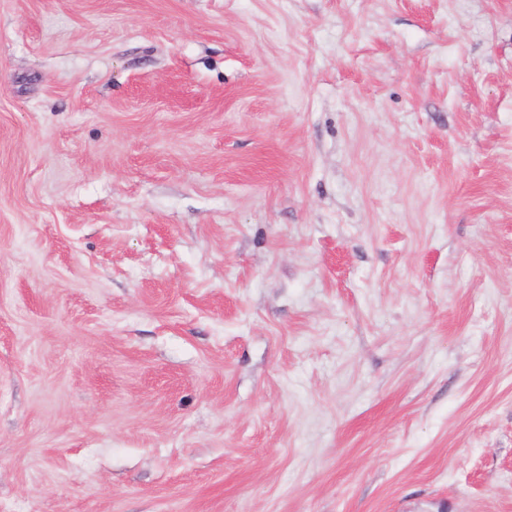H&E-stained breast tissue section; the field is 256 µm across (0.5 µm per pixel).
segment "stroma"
Masks as SVG:
<instances>
[{"label":"stroma","mask_w":512,"mask_h":512,"mask_svg":"<svg viewBox=\"0 0 512 512\" xmlns=\"http://www.w3.org/2000/svg\"><path fill=\"white\" fill-rule=\"evenodd\" d=\"M0 512H512V0H0Z\"/></svg>","instance_id":"obj_1"}]
</instances>
